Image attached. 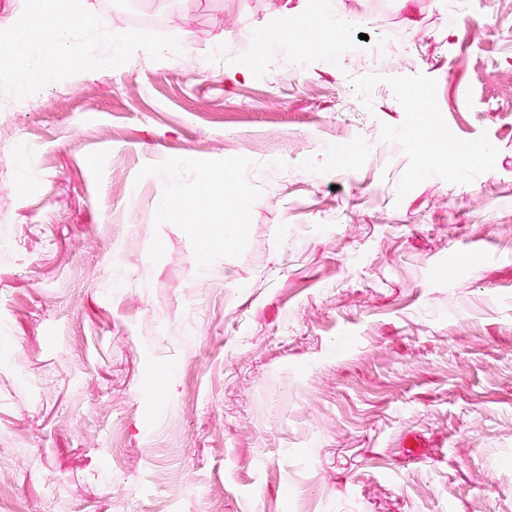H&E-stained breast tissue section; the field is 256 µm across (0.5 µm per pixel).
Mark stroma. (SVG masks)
<instances>
[{"label":"stroma","mask_w":512,"mask_h":512,"mask_svg":"<svg viewBox=\"0 0 512 512\" xmlns=\"http://www.w3.org/2000/svg\"><path fill=\"white\" fill-rule=\"evenodd\" d=\"M140 2L0 112V512H512V0Z\"/></svg>","instance_id":"35a3bbf8"}]
</instances>
